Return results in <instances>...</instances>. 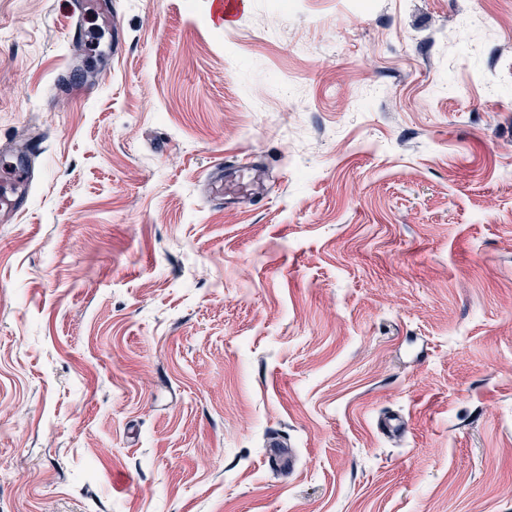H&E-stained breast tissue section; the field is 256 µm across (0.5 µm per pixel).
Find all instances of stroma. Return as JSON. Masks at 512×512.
Here are the masks:
<instances>
[{"mask_svg": "<svg viewBox=\"0 0 512 512\" xmlns=\"http://www.w3.org/2000/svg\"><path fill=\"white\" fill-rule=\"evenodd\" d=\"M210 5L0 0V512H512V0ZM70 5L68 17L72 20V23L67 32V39L72 42L75 41L76 37L80 40H85L87 34L85 31L81 30L79 18L88 9L97 11L98 4L94 0H72L70 1ZM245 8V0H213L211 20L221 26L233 21ZM215 194H223L229 204L251 201L261 194L264 186V171L255 163L244 159L236 169H224V178L212 177Z\"/></svg>", "mask_w": 512, "mask_h": 512, "instance_id": "35a3bbf8", "label": "stroma"}]
</instances>
